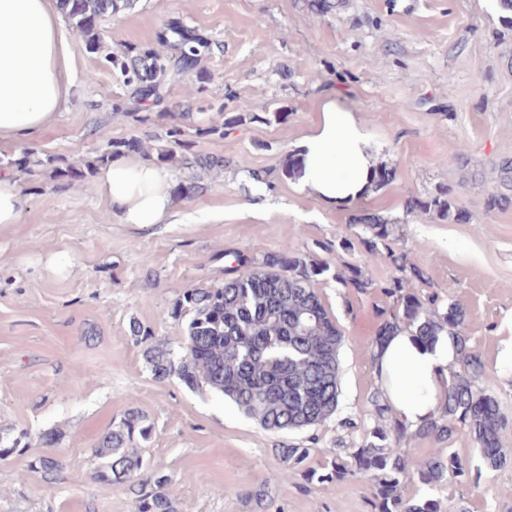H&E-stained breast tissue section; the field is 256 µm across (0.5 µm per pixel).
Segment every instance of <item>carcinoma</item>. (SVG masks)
Here are the masks:
<instances>
[{
  "mask_svg": "<svg viewBox=\"0 0 512 512\" xmlns=\"http://www.w3.org/2000/svg\"><path fill=\"white\" fill-rule=\"evenodd\" d=\"M133 2L59 0V6L89 52L96 53L101 44L97 21L131 7ZM156 39L172 53L127 47L105 57L122 77L132 103L160 100L165 81L190 70L196 71V83L188 94L202 100L211 78L200 62L211 51V42L178 19L167 21ZM207 109L213 113L205 126L196 128L199 137H222L224 129L241 125L247 116L245 112H226L222 105L214 109L209 104ZM167 137L172 148L158 153V160H175L188 169L206 168L217 174L224 170V158L195 152V141L185 138L183 126L170 127ZM141 151L143 141L138 138L117 141L112 143V151L96 157L87 169L94 174L115 156ZM33 163L25 152L21 158L7 161L5 168L31 176ZM496 169L499 186L486 199L489 213L512 206V158L501 159ZM405 213H424L454 222L469 219L445 186L425 196L409 197ZM360 226L362 231L356 237L348 235L353 228L350 224L336 240L319 242L317 248L330 252L336 247L349 253L355 244L361 245L367 262L362 266L347 263L334 274L343 286L359 290L371 287L373 280L366 269L382 258L399 272L383 288L393 310L382 312L372 345L401 330L432 344L448 336L456 348L458 368L449 371L438 414L417 429L386 419L388 405L377 389L371 403L379 425L359 446L350 447L338 438L331 459L315 468L307 465L309 449L283 443L274 449L283 464L278 479L286 482L299 474L308 485L328 482L339 487L363 476L372 482L368 498L371 512H440L432 492L465 475L456 454L442 444L451 442L462 428L484 464L497 470L507 464L501 439L512 421L489 391L494 377L469 346L466 310L436 293L415 291L414 284L427 285L430 280L422 268L409 262L406 252L391 246L393 224L368 216L362 218ZM329 271L328 263L296 255L286 246L266 253L258 267L252 258L233 251L226 254L223 283L180 292L172 315L188 321L185 338L178 346L154 340L150 328L137 320L130 322V333L147 342L144 355L156 380L176 378L192 390L219 392L267 430L312 428L336 414L340 397L343 335L314 288ZM152 432L153 425L142 412L128 409L119 425L98 441L96 453L103 462L97 479L129 488L136 496V512H177L175 499L163 492L167 476L148 471L136 446L138 441H148ZM409 437L430 439L439 447L427 458L418 459L403 448ZM34 466L50 479L61 469L59 460L49 452L37 456ZM411 481L419 485L418 492L406 497L403 488Z\"/></svg>",
  "mask_w": 512,
  "mask_h": 512,
  "instance_id": "obj_1",
  "label": "carcinoma"
}]
</instances>
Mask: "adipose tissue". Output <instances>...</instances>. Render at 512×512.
I'll return each mask as SVG.
<instances>
[{
	"instance_id": "adipose-tissue-1",
	"label": "adipose tissue",
	"mask_w": 512,
	"mask_h": 512,
	"mask_svg": "<svg viewBox=\"0 0 512 512\" xmlns=\"http://www.w3.org/2000/svg\"><path fill=\"white\" fill-rule=\"evenodd\" d=\"M78 80L57 0H0V142L23 140L48 126ZM369 138L351 112L327 100L315 131L298 146L299 181L329 204L365 196L376 173ZM170 174L155 163L117 157L99 173L98 191L122 224H177ZM380 388L410 428L439 409L443 382L456 359L449 338L435 345L408 332L376 350Z\"/></svg>"
}]
</instances>
